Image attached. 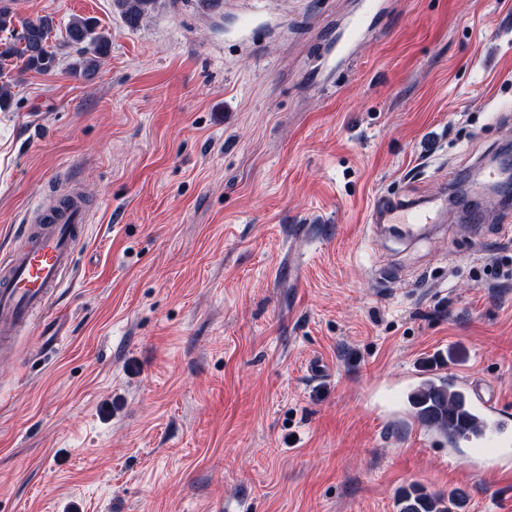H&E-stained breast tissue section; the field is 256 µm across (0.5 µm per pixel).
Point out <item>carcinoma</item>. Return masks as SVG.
<instances>
[{
	"label": "carcinoma",
	"mask_w": 512,
	"mask_h": 512,
	"mask_svg": "<svg viewBox=\"0 0 512 512\" xmlns=\"http://www.w3.org/2000/svg\"><path fill=\"white\" fill-rule=\"evenodd\" d=\"M155 0H114L125 22L137 26L147 16ZM92 17H76L66 29V43L81 48V57L73 64L74 74L88 77L101 65L109 53V37L97 31ZM54 20L43 16L37 20L22 19L0 0V32H9L11 40L0 42V74L14 62L24 69L49 73L54 70L56 53L48 40ZM408 403L415 418L456 444L482 432V422L472 416L465 406L463 390L443 377L423 380L409 395ZM398 512H455L461 507V495L448 497L431 495L419 488L404 491L397 499Z\"/></svg>",
	"instance_id": "carcinoma-1"
}]
</instances>
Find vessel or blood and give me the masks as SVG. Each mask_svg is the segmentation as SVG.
<instances>
[{
  "label": "vessel or blood",
  "instance_id": "vessel-or-blood-1",
  "mask_svg": "<svg viewBox=\"0 0 512 512\" xmlns=\"http://www.w3.org/2000/svg\"><path fill=\"white\" fill-rule=\"evenodd\" d=\"M384 10L385 0H360L358 11L345 25L346 38L340 49L343 57L351 56ZM438 220V205L433 201L420 206L384 198L374 204L371 213L372 223L396 224L405 233ZM87 222L88 210L77 194L54 206L39 207L37 227L28 232L25 249L12 256L9 274L0 280L1 350L10 348L17 336L31 329L35 316L46 311L55 290L64 286V275L73 264L75 241ZM471 405L485 422L483 447H499L506 428L497 419L494 407L477 397Z\"/></svg>",
  "mask_w": 512,
  "mask_h": 512
}]
</instances>
